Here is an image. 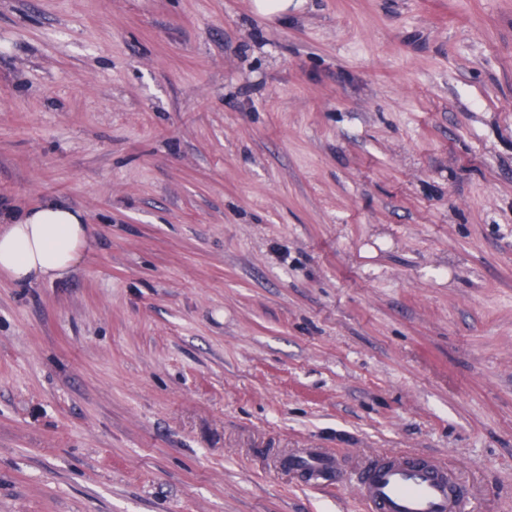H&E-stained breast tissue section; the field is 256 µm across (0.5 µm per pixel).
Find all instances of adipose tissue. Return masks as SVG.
Here are the masks:
<instances>
[{
    "mask_svg": "<svg viewBox=\"0 0 512 512\" xmlns=\"http://www.w3.org/2000/svg\"><path fill=\"white\" fill-rule=\"evenodd\" d=\"M90 245L80 211L48 201L0 218V274L17 285L65 278Z\"/></svg>",
    "mask_w": 512,
    "mask_h": 512,
    "instance_id": "1",
    "label": "adipose tissue"
}]
</instances>
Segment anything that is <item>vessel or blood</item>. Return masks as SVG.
<instances>
[{"label": "vessel or blood", "mask_w": 512, "mask_h": 512, "mask_svg": "<svg viewBox=\"0 0 512 512\" xmlns=\"http://www.w3.org/2000/svg\"><path fill=\"white\" fill-rule=\"evenodd\" d=\"M290 465L313 482L340 475L337 462L324 452H307ZM454 486L447 469L424 456L376 458L355 481L370 512H462L463 497L454 494Z\"/></svg>", "instance_id": "1"}]
</instances>
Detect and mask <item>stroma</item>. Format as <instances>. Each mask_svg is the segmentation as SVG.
Segmentation results:
<instances>
[{"label":"stroma","instance_id":"stroma-1","mask_svg":"<svg viewBox=\"0 0 512 512\" xmlns=\"http://www.w3.org/2000/svg\"><path fill=\"white\" fill-rule=\"evenodd\" d=\"M252 2L0 0V214L94 238L0 276V512H512V0ZM0 222V273L19 286L65 278L90 247L83 214L53 201ZM289 465L305 473L304 476L313 482H325L340 477L337 459L319 451H309L298 458L290 459ZM354 486L371 512H462L464 505L448 470L424 456L378 457Z\"/></svg>","mask_w":512,"mask_h":512}]
</instances>
